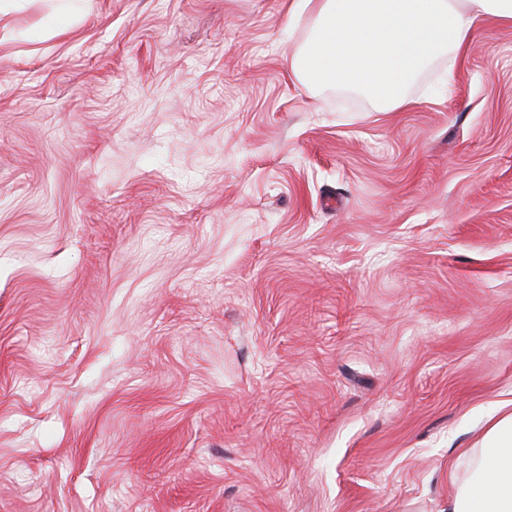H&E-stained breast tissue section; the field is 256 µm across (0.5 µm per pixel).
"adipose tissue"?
<instances>
[{"label": "adipose tissue", "mask_w": 512, "mask_h": 512, "mask_svg": "<svg viewBox=\"0 0 512 512\" xmlns=\"http://www.w3.org/2000/svg\"><path fill=\"white\" fill-rule=\"evenodd\" d=\"M303 32L289 60L297 84L362 93L378 112L411 105V87L464 57L477 27L512 26V0H292ZM447 512H512V403L502 402L466 480L448 476Z\"/></svg>", "instance_id": "ef3b65f1"}]
</instances>
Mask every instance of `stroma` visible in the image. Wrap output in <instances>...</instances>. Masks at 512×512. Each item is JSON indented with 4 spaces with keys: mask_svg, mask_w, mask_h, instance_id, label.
<instances>
[{
    "mask_svg": "<svg viewBox=\"0 0 512 512\" xmlns=\"http://www.w3.org/2000/svg\"><path fill=\"white\" fill-rule=\"evenodd\" d=\"M291 0H0V512H444L512 399V27L412 105Z\"/></svg>",
    "mask_w": 512,
    "mask_h": 512,
    "instance_id": "1",
    "label": "stroma"
}]
</instances>
